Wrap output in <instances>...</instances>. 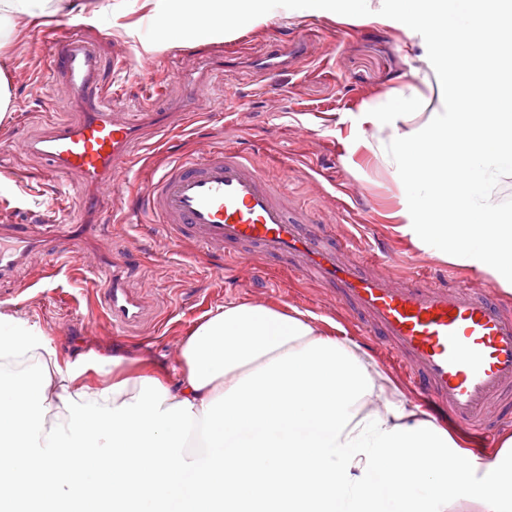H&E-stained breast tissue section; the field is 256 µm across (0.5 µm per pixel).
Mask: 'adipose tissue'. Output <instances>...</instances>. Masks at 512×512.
<instances>
[{
    "mask_svg": "<svg viewBox=\"0 0 512 512\" xmlns=\"http://www.w3.org/2000/svg\"><path fill=\"white\" fill-rule=\"evenodd\" d=\"M285 0H139L157 44L231 37L223 18L267 23ZM320 13L403 31L439 86L435 106L394 92L367 107L359 139L400 185L390 218L416 247L512 293V112L466 125L473 80L512 59V24L474 0H316ZM69 0H0V56L19 19ZM334 320L230 301L178 343V366L112 359L92 388L26 319L0 310V512H512V430L482 455L437 421ZM58 422L47 425L48 412Z\"/></svg>",
    "mask_w": 512,
    "mask_h": 512,
    "instance_id": "1",
    "label": "adipose tissue"
}]
</instances>
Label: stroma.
I'll return each mask as SVG.
<instances>
[{"label":"stroma","mask_w":512,"mask_h":512,"mask_svg":"<svg viewBox=\"0 0 512 512\" xmlns=\"http://www.w3.org/2000/svg\"><path fill=\"white\" fill-rule=\"evenodd\" d=\"M19 28L7 62L14 110L0 121V169L8 178L0 187V215L18 224L39 225L56 217L75 225L85 213L82 179L75 174L44 179L46 163L29 145L49 130L41 117L44 99H51L57 117L76 118L77 110L72 100L53 92L45 76L49 45L37 40L36 26L23 22ZM82 33L100 56L103 81L114 79V52L129 53L123 97L106 99L109 109L140 110L143 86L151 81L162 87L172 112L190 84L207 89L194 123L176 125L166 136L147 131L143 161L161 169L175 157L213 143L239 149L280 183L320 230L355 238L368 248L366 271L485 283L480 272L421 250L395 231L387 215L396 207L400 189L388 171L355 148L361 135L356 115L365 104L410 87L429 101L438 96L436 82L422 81L427 65L409 50L400 30L346 24L304 10L274 16L265 25L218 43L156 46L149 26H142L132 40L118 36L104 18L85 25ZM302 39L314 42L313 56L299 69L276 73L268 81L241 51L246 40ZM185 56L200 64L189 82L178 72ZM225 74L237 91L228 99L221 88ZM218 98L224 101L220 110L213 106ZM116 207V213L96 217L95 239L68 241L71 255L57 274H47L46 259L39 256L0 280V309L16 312L41 331L61 362L82 364L90 386L111 380L116 352L152 360L162 369L176 365L180 337L201 315L229 301L289 305L333 319L346 336L367 344L376 359H383L384 345L368 343L330 287L318 286L305 275L289 276L288 258H271L257 269L241 270L196 253L189 244L170 246L162 225L128 216L124 202ZM84 254L108 255L124 270L127 287L146 302L150 323L114 333L85 282L80 260Z\"/></svg>","instance_id":"1"}]
</instances>
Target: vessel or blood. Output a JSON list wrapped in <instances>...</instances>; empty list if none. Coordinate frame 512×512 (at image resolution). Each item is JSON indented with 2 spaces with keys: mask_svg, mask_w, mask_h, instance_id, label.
Listing matches in <instances>:
<instances>
[{
  "mask_svg": "<svg viewBox=\"0 0 512 512\" xmlns=\"http://www.w3.org/2000/svg\"><path fill=\"white\" fill-rule=\"evenodd\" d=\"M44 37L57 45L48 75L74 97L79 116L51 122L50 134L31 149L51 173L79 174L96 190L91 207L109 211L117 192L134 184V147L143 122L104 106L108 91L99 82L100 59L90 42L52 30ZM309 50L302 40L262 47L252 58L270 75L296 66ZM140 205L173 239L191 241L207 255L223 256L225 245L237 244L241 250L233 259L243 266L266 255L293 257L319 284L334 287L362 327L389 346L419 393L457 421L474 426L496 420L501 403L512 397V314L491 286L367 273L345 246L310 232V216L293 209L279 185L241 153L207 147L171 163L150 178ZM64 237L61 224L46 225L41 236L25 224H1L0 280L42 253L45 239ZM86 264L113 329L147 320L140 297L124 288L111 265L91 258Z\"/></svg>",
  "mask_w": 512,
  "mask_h": 512,
  "instance_id": "vessel-or-blood-1",
  "label": "vessel or blood"
}]
</instances>
